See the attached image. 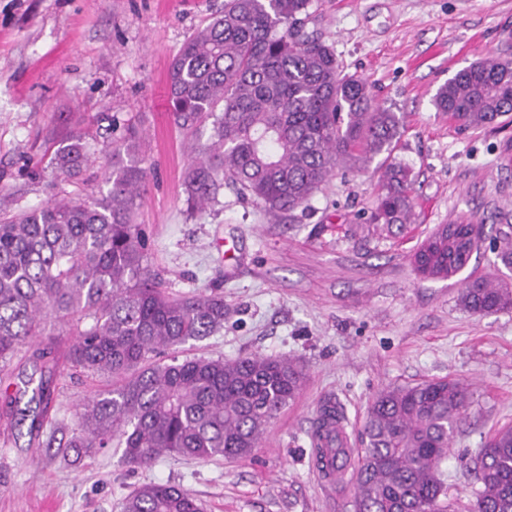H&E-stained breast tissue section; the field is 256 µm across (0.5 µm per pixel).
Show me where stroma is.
<instances>
[{"label": "stroma", "instance_id": "1", "mask_svg": "<svg viewBox=\"0 0 512 512\" xmlns=\"http://www.w3.org/2000/svg\"><path fill=\"white\" fill-rule=\"evenodd\" d=\"M223 12L224 0H0V213L101 198L114 136L136 129L147 177L134 221L151 270L176 295L223 293L228 309L223 330L187 343L185 355L285 358L303 371V388L250 457L163 456L134 468L113 447L65 460L78 403L110 382L61 364L38 440L0 395V512H121L150 482L182 485L204 512H352L355 478L326 487L312 466L320 407L335 400L357 452L378 391L444 377L464 383L472 401L445 464L448 493L465 512L473 458L512 424V310L477 316L458 302L466 278L512 276L494 253L512 224V123L461 130L434 99L470 63L512 56V0H314L308 30L400 119L391 158L412 170L414 210L393 233L367 222L380 191L372 163L343 168L277 219L230 188L191 209L189 145L207 142L212 124L177 125L168 68ZM75 112L90 117L94 163L64 182L42 157ZM460 217L484 224L481 246L452 277L418 275L419 243Z\"/></svg>", "mask_w": 512, "mask_h": 512}]
</instances>
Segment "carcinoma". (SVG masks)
Returning <instances> with one entry per match:
<instances>
[{"label": "carcinoma", "instance_id": "cac0c4a2", "mask_svg": "<svg viewBox=\"0 0 512 512\" xmlns=\"http://www.w3.org/2000/svg\"><path fill=\"white\" fill-rule=\"evenodd\" d=\"M312 0H224V14L192 34L173 59L169 90L184 129L212 119L209 142L190 146L188 200L204 209L224 185L278 216L307 203L347 165L391 153L401 137L397 114L375 100L372 85L345 72L335 50L306 29ZM437 111L460 129L489 127L512 115V58L495 55L458 71L435 96ZM55 142L49 166L77 180L91 165L81 125ZM133 130L112 147L107 194L91 202L52 200L0 218V363L44 337L42 360L17 394L28 396L29 431L43 425L53 398L62 335L74 337V368L112 379L78 405L67 447L92 453L111 444L124 462L149 468L162 455L243 458L296 398L304 374L291 361L252 355H161L224 327V295L176 297L148 265V238L133 223L146 177ZM410 170L383 164L369 221L411 223ZM483 225L471 218L440 224L413 256L427 278L445 279L467 264ZM496 257L512 269V233L499 232ZM467 312L512 310V282L468 281ZM470 407L465 385L441 378L380 390L364 421L354 512H451L443 466ZM324 409L315 430V465L341 471L350 460ZM479 488L468 512H512V426L489 436L473 461ZM122 512H202L187 489L147 483L128 494Z\"/></svg>", "mask_w": 512, "mask_h": 512}]
</instances>
